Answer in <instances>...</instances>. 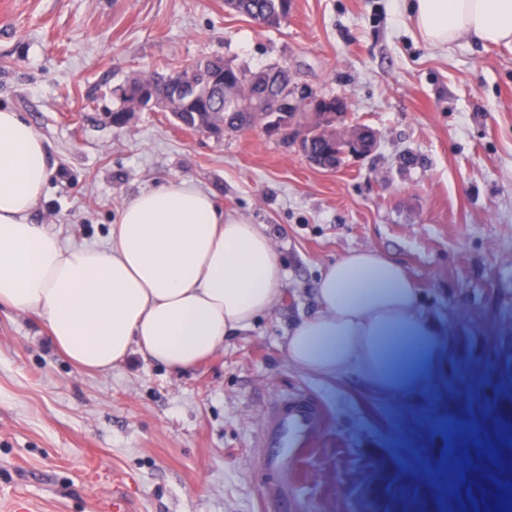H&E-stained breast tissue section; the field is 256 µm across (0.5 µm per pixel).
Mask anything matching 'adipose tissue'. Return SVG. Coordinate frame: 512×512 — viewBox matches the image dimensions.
Listing matches in <instances>:
<instances>
[{
  "label": "adipose tissue",
  "mask_w": 512,
  "mask_h": 512,
  "mask_svg": "<svg viewBox=\"0 0 512 512\" xmlns=\"http://www.w3.org/2000/svg\"><path fill=\"white\" fill-rule=\"evenodd\" d=\"M428 42L512 45V0H410ZM49 177L42 137L0 108V305L41 317L75 366L117 368L139 350L179 372L249 329L282 293L271 237L224 214L193 184L172 182L126 202L106 247H65L30 215ZM317 311L290 331L287 354L323 378L355 371L387 396L421 387L442 354L405 269L370 250L329 264Z\"/></svg>",
  "instance_id": "ef3b65f1"
}]
</instances>
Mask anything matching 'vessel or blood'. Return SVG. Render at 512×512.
Wrapping results in <instances>:
<instances>
[{
	"mask_svg": "<svg viewBox=\"0 0 512 512\" xmlns=\"http://www.w3.org/2000/svg\"><path fill=\"white\" fill-rule=\"evenodd\" d=\"M326 420L323 408L309 396L296 394L274 402L263 417L260 438L268 470L280 476L290 462L302 459Z\"/></svg>",
	"mask_w": 512,
	"mask_h": 512,
	"instance_id": "1",
	"label": "vessel or blood"
}]
</instances>
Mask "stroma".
Segmentation results:
<instances>
[{"label":"stroma","mask_w":512,"mask_h":512,"mask_svg":"<svg viewBox=\"0 0 512 512\" xmlns=\"http://www.w3.org/2000/svg\"><path fill=\"white\" fill-rule=\"evenodd\" d=\"M207 55L345 97L375 149L328 171L258 125L111 123L128 75ZM0 107L46 143L30 219L63 246H105L124 203L187 181L263 225L285 271L272 310L177 373L136 352L84 372L38 316L1 306L0 512H272L261 421L296 393L327 414L288 466L300 512H512V46L431 45L403 0H294L269 28L224 0H9ZM366 248L404 267L444 338L438 369L401 396L287 356L325 267Z\"/></svg>","instance_id":"1"}]
</instances>
